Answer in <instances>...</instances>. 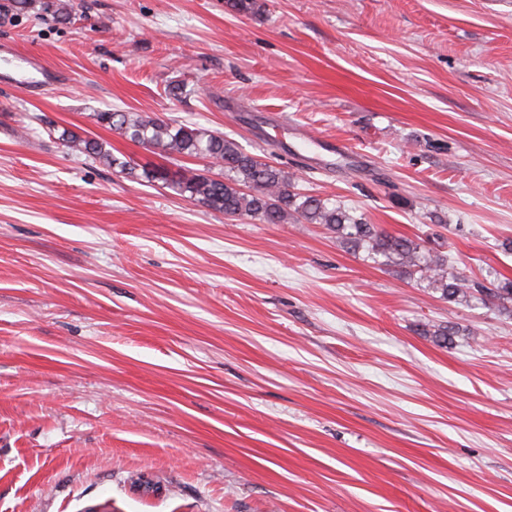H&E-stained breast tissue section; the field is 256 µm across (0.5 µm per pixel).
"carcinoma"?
<instances>
[{"label": "carcinoma", "instance_id": "1", "mask_svg": "<svg viewBox=\"0 0 512 512\" xmlns=\"http://www.w3.org/2000/svg\"><path fill=\"white\" fill-rule=\"evenodd\" d=\"M42 11L64 22L70 18L71 5L68 0H46ZM94 120L169 159L197 158L218 166L219 173L214 176L192 173L181 167L175 171L164 167L142 169L143 178L160 181L178 195L211 210L254 218L264 224H286L291 219L321 224L335 233L345 248L354 252L363 250L369 257L381 258L383 264L399 268L403 275L419 277L448 301L467 303L491 295L512 300V280L500 281L489 288L477 280L464 279L449 270L448 256L441 251L392 235L329 198L292 192L290 179L282 169L243 151L235 140L221 132L141 112L101 111L94 113ZM58 140L75 154L135 175L136 163L114 155L105 142L83 137L68 128L59 132ZM422 332L441 345L452 342L454 336L452 328L441 324L427 323L422 326Z\"/></svg>", "mask_w": 512, "mask_h": 512}]
</instances>
